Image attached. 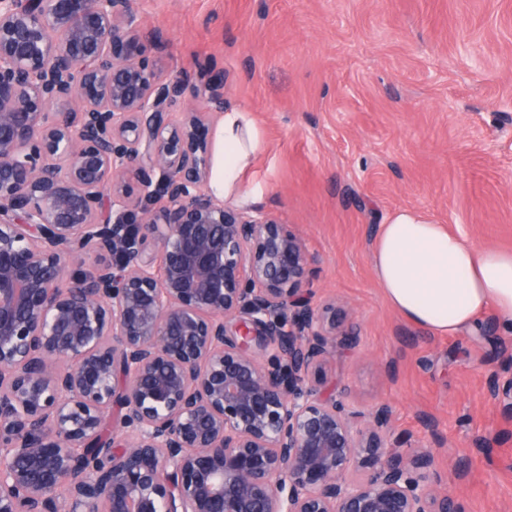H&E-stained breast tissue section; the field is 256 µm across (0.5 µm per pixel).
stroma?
<instances>
[{
  "instance_id": "obj_1",
  "label": "stroma",
  "mask_w": 512,
  "mask_h": 512,
  "mask_svg": "<svg viewBox=\"0 0 512 512\" xmlns=\"http://www.w3.org/2000/svg\"><path fill=\"white\" fill-rule=\"evenodd\" d=\"M158 57L224 80L266 142L256 208L303 241L314 302L336 311L337 400L389 410L430 448L463 512H512V348L479 326L440 336L388 303L381 224L422 212L512 249V0H133Z\"/></svg>"
}]
</instances>
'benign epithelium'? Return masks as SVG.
Returning <instances> with one entry per match:
<instances>
[{"mask_svg": "<svg viewBox=\"0 0 512 512\" xmlns=\"http://www.w3.org/2000/svg\"><path fill=\"white\" fill-rule=\"evenodd\" d=\"M159 49L132 0H0V512H462L326 395L312 257L210 193L224 80Z\"/></svg>", "mask_w": 512, "mask_h": 512, "instance_id": "obj_1", "label": "benign epithelium"}]
</instances>
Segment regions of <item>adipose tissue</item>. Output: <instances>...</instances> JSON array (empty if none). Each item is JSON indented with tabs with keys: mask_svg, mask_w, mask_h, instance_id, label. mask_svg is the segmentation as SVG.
Instances as JSON below:
<instances>
[{
	"mask_svg": "<svg viewBox=\"0 0 512 512\" xmlns=\"http://www.w3.org/2000/svg\"><path fill=\"white\" fill-rule=\"evenodd\" d=\"M265 143L251 113L224 111L214 133L210 178L221 199L258 197L248 183L253 161ZM373 262L388 303L410 322L439 335H455L494 310L512 327V251L479 248L446 225L403 209L377 234Z\"/></svg>",
	"mask_w": 512,
	"mask_h": 512,
	"instance_id": "obj_1",
	"label": "adipose tissue"
}]
</instances>
